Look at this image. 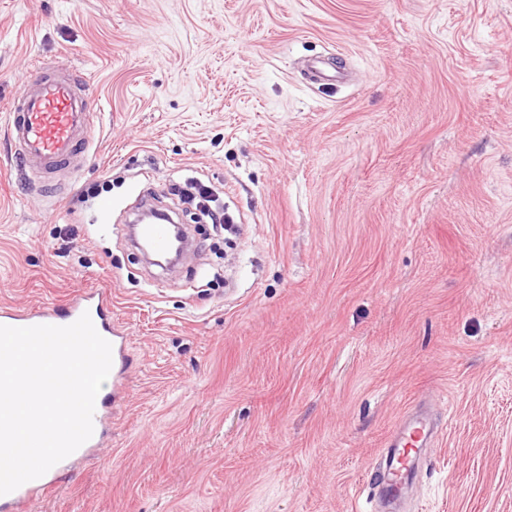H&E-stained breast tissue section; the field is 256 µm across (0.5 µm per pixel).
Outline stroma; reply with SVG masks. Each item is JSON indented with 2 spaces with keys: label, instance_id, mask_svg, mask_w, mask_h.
Wrapping results in <instances>:
<instances>
[{
  "label": "stroma",
  "instance_id": "35a3bbf8",
  "mask_svg": "<svg viewBox=\"0 0 512 512\" xmlns=\"http://www.w3.org/2000/svg\"><path fill=\"white\" fill-rule=\"evenodd\" d=\"M41 62L98 113L49 190L6 134ZM150 194L192 241L171 270L126 235ZM96 288L126 398L33 512H376L420 403L406 512H512V0H0V304ZM173 195L179 196L185 203L207 213L212 224H224L229 221L224 214V209L214 204L217 201L208 186L194 180H188L184 184L171 185ZM435 428V424L429 423L425 417L403 420L396 425L386 443L387 447L392 448L389 468L377 476L390 496L398 497L402 494L414 469L418 449L428 445L432 429L435 431Z\"/></svg>",
  "mask_w": 512,
  "mask_h": 512
}]
</instances>
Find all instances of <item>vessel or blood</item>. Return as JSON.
Returning <instances> with one entry per match:
<instances>
[{"label": "vessel or blood", "instance_id": "obj_1", "mask_svg": "<svg viewBox=\"0 0 512 512\" xmlns=\"http://www.w3.org/2000/svg\"><path fill=\"white\" fill-rule=\"evenodd\" d=\"M92 88L88 81L64 73H47L21 81L7 110V135L19 150L25 169L52 175L70 167L87 154L92 143L96 114L89 104ZM139 235L158 253L169 245L170 226L166 223L143 224ZM89 314L97 332L112 345V382L108 394L97 395L93 415V434L71 455L55 464L41 477L28 481L13 492L0 495V512H32L37 501L53 492L62 474L102 446L109 434L112 412L124 399L129 367V338L123 326L112 317V293L95 289L81 293L60 306H0V325L30 327L67 326L82 314ZM432 428L426 418L399 422L390 435L391 462L378 474L385 491L400 496L415 466L420 448L426 447Z\"/></svg>", "mask_w": 512, "mask_h": 512}]
</instances>
